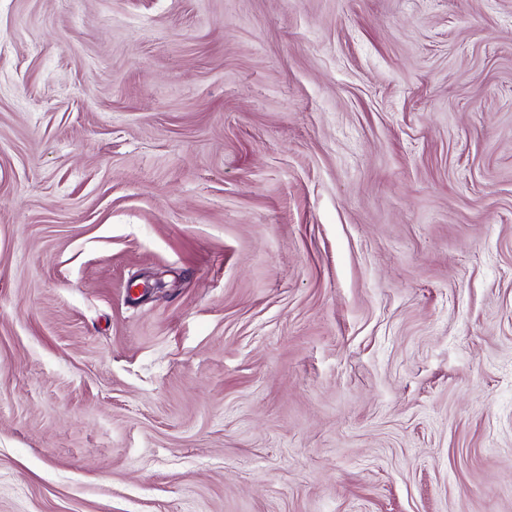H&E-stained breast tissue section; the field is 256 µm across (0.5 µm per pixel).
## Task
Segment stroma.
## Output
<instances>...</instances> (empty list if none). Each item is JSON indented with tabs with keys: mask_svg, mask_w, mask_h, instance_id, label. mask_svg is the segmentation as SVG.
<instances>
[{
	"mask_svg": "<svg viewBox=\"0 0 512 512\" xmlns=\"http://www.w3.org/2000/svg\"><path fill=\"white\" fill-rule=\"evenodd\" d=\"M0 512H512V0H0Z\"/></svg>",
	"mask_w": 512,
	"mask_h": 512,
	"instance_id": "stroma-1",
	"label": "stroma"
}]
</instances>
